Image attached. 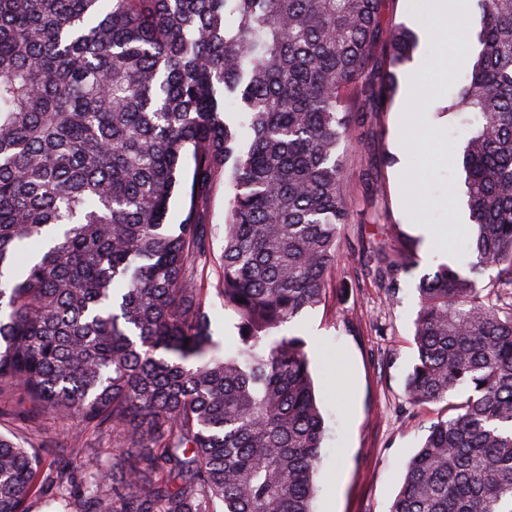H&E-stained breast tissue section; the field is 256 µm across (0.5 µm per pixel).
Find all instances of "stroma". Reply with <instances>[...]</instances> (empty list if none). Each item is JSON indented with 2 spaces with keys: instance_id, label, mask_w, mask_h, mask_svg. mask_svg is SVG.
<instances>
[{
  "instance_id": "1",
  "label": "stroma",
  "mask_w": 512,
  "mask_h": 512,
  "mask_svg": "<svg viewBox=\"0 0 512 512\" xmlns=\"http://www.w3.org/2000/svg\"><path fill=\"white\" fill-rule=\"evenodd\" d=\"M383 24L414 30L419 47L399 72L392 98L363 102L344 190L352 203L340 229V250L326 300L296 325L306 341L326 438L316 476L315 512H389L404 466L428 428L446 416L445 403L409 407L407 375L416 357L413 321L422 273L450 263L466 268L468 213L462 152L470 135L446 107L476 54V0L440 22L432 0H380ZM423 224L448 227L447 242H431ZM408 240L418 263L397 295L367 274L379 242ZM35 439L57 442L60 462H72V439L112 455L111 436L79 431L50 413L23 422Z\"/></svg>"
}]
</instances>
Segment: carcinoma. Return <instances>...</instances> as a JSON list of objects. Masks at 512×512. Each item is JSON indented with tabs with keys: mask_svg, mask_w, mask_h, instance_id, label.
I'll use <instances>...</instances> for the list:
<instances>
[{
	"mask_svg": "<svg viewBox=\"0 0 512 512\" xmlns=\"http://www.w3.org/2000/svg\"><path fill=\"white\" fill-rule=\"evenodd\" d=\"M477 2L447 107L471 129L469 269L420 277L406 381L448 417L389 512H512V306L482 280L512 285V0ZM378 3L0 0V385L118 443L52 466L55 442L0 432V512H314L326 427L284 329L325 300L350 216L348 95L392 97L417 46ZM220 182L222 356L194 272ZM396 254L371 269L393 295Z\"/></svg>",
	"mask_w": 512,
	"mask_h": 512,
	"instance_id": "cac0c4a2",
	"label": "carcinoma"
}]
</instances>
